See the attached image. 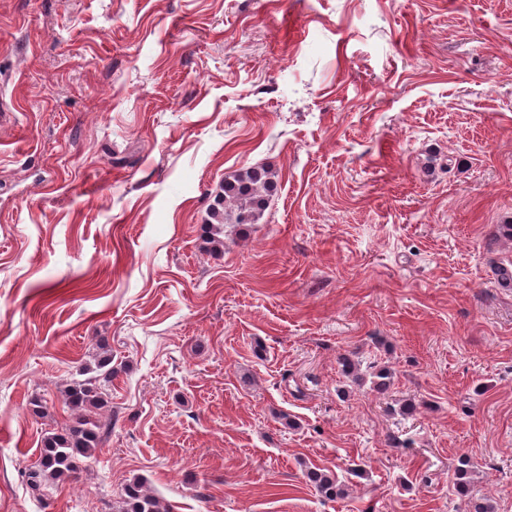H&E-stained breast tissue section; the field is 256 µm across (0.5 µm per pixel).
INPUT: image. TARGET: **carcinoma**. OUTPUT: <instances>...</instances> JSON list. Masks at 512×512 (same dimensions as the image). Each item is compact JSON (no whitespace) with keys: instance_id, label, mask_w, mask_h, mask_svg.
<instances>
[{"instance_id":"cac0c4a2","label":"carcinoma","mask_w":512,"mask_h":512,"mask_svg":"<svg viewBox=\"0 0 512 512\" xmlns=\"http://www.w3.org/2000/svg\"><path fill=\"white\" fill-rule=\"evenodd\" d=\"M274 174L264 167H249L224 178L209 213L208 240L213 247L224 245V225L250 226L261 220L267 197L274 188ZM341 374L358 383L363 380L358 363L351 357L339 358ZM82 379L71 381L64 390L65 405L74 413L72 424L42 440L37 462L26 472L34 491L65 481L80 469V461L89 457L101 442L103 424L98 418L107 407V388L112 385V356L102 352L93 362L81 368ZM474 466L462 456L456 466L457 491L465 496ZM305 478L325 498H338L345 493V481L332 470L308 469ZM118 512H169L159 498L149 492L141 479L134 478L124 487Z\"/></svg>"}]
</instances>
